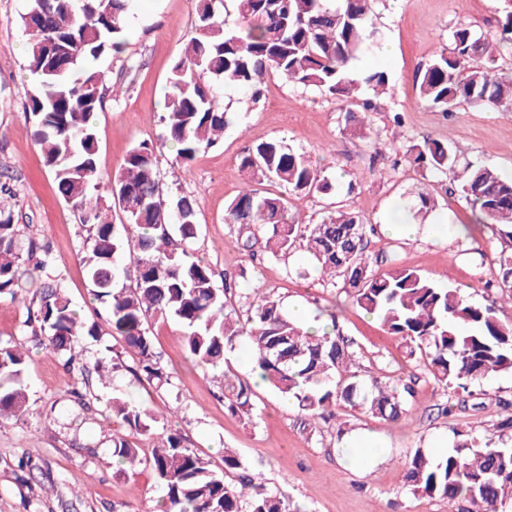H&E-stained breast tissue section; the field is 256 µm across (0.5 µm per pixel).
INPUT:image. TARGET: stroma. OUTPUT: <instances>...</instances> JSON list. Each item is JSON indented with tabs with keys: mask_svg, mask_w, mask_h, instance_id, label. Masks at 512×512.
<instances>
[{
	"mask_svg": "<svg viewBox=\"0 0 512 512\" xmlns=\"http://www.w3.org/2000/svg\"><path fill=\"white\" fill-rule=\"evenodd\" d=\"M29 0H0V179L13 196L0 194V206L14 212L16 223L48 240L55 269L80 315L102 322L100 340H86L84 354L115 367L114 383L100 389L101 399H132L154 409L163 428L178 430L189 446L214 461L236 449L250 472L267 486L303 506L306 512H448L447 503L414 496L404 487L399 461L416 449L440 457L453 447V428L498 418L496 396L512 397V374L499 373L475 382L487 397L480 411L456 409L447 402L422 362L406 356L399 341L372 315L352 305L340 287L319 282L304 249L281 262L255 268L257 284L275 292L284 305L300 304L313 320L327 322L339 309V325L358 347L362 370L382 369L391 378L416 376L415 395L396 424L359 415L350 418L353 436L371 437L368 449L351 448L335 434L299 427L295 405L267 384H258L251 421L230 415L218 383L206 378L188 357L182 329L175 320L150 325L161 361L172 374L169 392L156 394L127 373L134 358L115 345L106 316L90 295L83 246L87 236L77 214L60 198L52 172L43 164L26 113L33 79L27 67L22 17ZM196 0H131L122 53L95 63L108 76L97 119V170L109 183L130 149L158 144V168L164 196L191 194L199 200V238L195 255L216 275H237L248 258L224 222V207L241 189L239 163L250 146L283 139L310 157L327 175L337 176L338 191L297 201L301 223L313 224L327 212H358L377 232L373 245L393 248L397 264L426 274L439 285L458 289L469 302L493 305L498 320L512 325V290L499 278L500 243L492 230L473 226L470 207L448 194L449 180L421 173L397 160V146L430 138L450 143L461 163L485 166L512 179V112L475 110L459 105L443 113L422 104L415 75L439 51L448 34L465 23L485 36L498 35V0H376L373 21L382 37L379 50L362 57L359 71L389 76L390 92L377 99L360 132L345 130L338 103L304 91L278 77L268 78L259 100L248 92L223 88L224 102L238 119L216 146L183 164L173 146H162L164 95L172 66L195 32ZM403 116L392 127L393 113ZM356 181L347 192L348 181ZM428 193L438 202L414 237L389 229L397 205ZM303 276H296V269ZM0 340L21 343L29 352L28 406L34 425L0 423V512H159L162 492L152 471L120 470L112 458L106 409L86 414L76 408L72 375L61 357L36 346L27 325L23 300L0 299Z\"/></svg>",
	"mask_w": 512,
	"mask_h": 512,
	"instance_id": "1",
	"label": "stroma"
}]
</instances>
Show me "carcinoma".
<instances>
[{
	"mask_svg": "<svg viewBox=\"0 0 512 512\" xmlns=\"http://www.w3.org/2000/svg\"><path fill=\"white\" fill-rule=\"evenodd\" d=\"M233 2L237 26L224 28L222 9ZM128 0H44L37 14L22 17L28 37V63L36 80L27 93V111L46 167L54 174L64 202L88 228V275L93 300L105 307L112 333L133 355L134 378L158 391L172 385L148 331L150 319L173 318L182 327L186 350L197 365L216 369L227 353L245 341L253 371L281 396L293 401L307 429L337 425L356 413L387 424L401 421L405 396L416 378L392 383L382 373L369 379L355 370L354 341L336 318L321 336L290 317L283 301L266 288L247 292L237 278L218 280L210 266L191 254L198 238V202L190 195L163 198L156 148L141 143L125 156L101 193L96 165V119L104 99L105 73L87 67L123 50ZM374 0H199L195 35L185 44L169 76L165 95V142L176 146L188 164L215 145L230 125L220 88L235 86L257 100L262 84L278 76L303 90L351 104L343 109L345 129L362 127L376 110L363 88L385 92L383 71L356 73L355 64L378 47L371 14ZM441 50L418 70L420 100L443 112L461 102L476 108L512 110V75L496 70L497 57L512 50V10L505 12L496 41L467 25L449 34ZM409 163L433 175H452L475 223L497 232L501 282L512 288V180L485 167L460 166L452 146L424 139L406 149ZM246 187L225 207L224 223L236 230L249 260L288 261L297 245L305 247L313 269L331 284L342 282L351 302L375 316L400 340L407 357L421 356L437 385L450 394L441 407L481 409L467 404L476 380L512 372V327L502 325L493 308L468 302L457 290L440 286L416 269L396 265L395 253L374 251L375 228L358 213L338 211L317 224L288 217L291 201L336 189L334 178L312 166L304 152L273 139L248 148L240 161ZM274 183L280 193L253 185ZM124 213L126 224L112 223L104 195ZM389 266L382 272L380 267ZM32 289L27 323L34 341L64 359L67 371L102 375L105 366L84 361L81 343L100 336L66 294L53 269L51 248L23 234L10 210L0 208V296L17 297ZM29 352L0 341V418L28 423L24 374ZM224 408L251 416L254 388L247 379L220 381ZM500 415L491 429L470 425L453 429V450L431 459L416 451L402 464V481L422 497L448 503V512H498L512 501V399L497 401ZM112 457L122 469L145 463L163 493L164 512H301V507L246 471L233 450L223 465L188 446L176 431L143 455L139 437L151 434L157 417L123 398L109 404Z\"/></svg>",
	"mask_w": 512,
	"mask_h": 512,
	"instance_id": "carcinoma-1",
	"label": "carcinoma"
}]
</instances>
